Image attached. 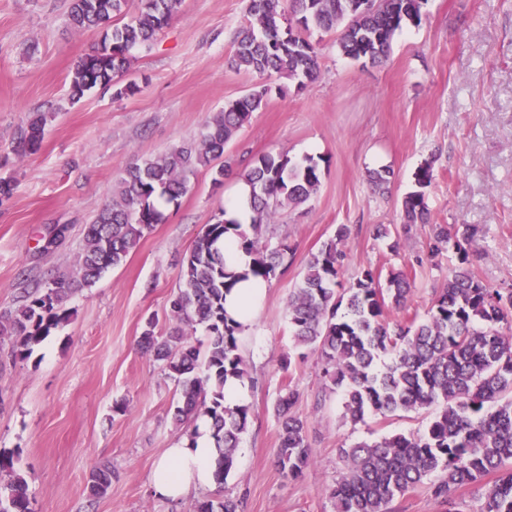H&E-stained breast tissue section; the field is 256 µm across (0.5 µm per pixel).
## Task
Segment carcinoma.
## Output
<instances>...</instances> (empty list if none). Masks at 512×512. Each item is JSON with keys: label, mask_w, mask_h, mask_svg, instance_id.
Segmentation results:
<instances>
[{"label": "carcinoma", "mask_w": 512, "mask_h": 512, "mask_svg": "<svg viewBox=\"0 0 512 512\" xmlns=\"http://www.w3.org/2000/svg\"><path fill=\"white\" fill-rule=\"evenodd\" d=\"M127 16L129 0H70L73 29L102 28L99 47L82 58L70 80V100L109 86L130 65L131 52L155 39L178 13L182 0H138ZM422 0H249L248 25L236 36L231 65L257 74L249 93L224 104L199 138L156 157L134 162L85 228L77 257V275L53 276L44 290L27 296L17 309L0 316V337H15L16 356L25 360L33 348L69 318L64 302L78 289L89 288L110 267L119 266L163 219L158 205L177 207L187 193L190 175L215 170L224 150L266 106L277 76L313 79L319 72L315 30L333 32L340 51L353 60H385L394 35L422 21ZM129 17L117 24L116 19ZM46 116L31 118L13 142L19 158L36 153L44 138ZM329 160L305 157L295 163L288 153L269 152L252 161L242 174L251 186L252 224L244 229L224 220L222 209L205 225L183 259L176 294L170 301L174 325L164 334L148 321L140 336L142 352L161 364L181 387L182 405L174 418L183 424L205 417L218 448V479L231 472L242 435L250 423V407L224 404L228 377L247 376L240 351L241 327L224 310V296L240 276L227 270L220 243L234 236L252 256L248 274L271 281L277 276L286 245L271 249L263 226L274 222L285 206H300L319 190L322 166ZM434 180L427 161L414 174V185L401 200L404 233L429 223L426 189ZM477 234L470 224L432 228L428 259L453 248L458 265L447 285L436 292L426 317L408 314L393 324L391 309L404 310L411 296L409 275L402 271L361 270L349 287L340 276L347 237L343 225L307 261L303 279L288 300V322L299 346L319 353L323 376L343 400L344 416L354 424L366 414L385 416L433 410L426 429L393 434L342 449L344 471L328 488L334 512H388V505L430 481L432 496L451 504L460 487L491 475L479 512H512V333L501 331L512 311V288H491L476 277L464 244ZM202 325L204 349L189 344L188 330ZM298 393L285 386L275 403L280 422L277 463L287 477H300L311 462L307 423L293 412ZM0 512H32L29 484L13 455L0 452ZM112 484V466L103 463L90 474L89 490L100 497ZM241 501L226 495L198 506V512H240Z\"/></svg>", "instance_id": "carcinoma-1"}]
</instances>
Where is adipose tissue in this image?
<instances>
[{"label": "adipose tissue", "mask_w": 512, "mask_h": 512, "mask_svg": "<svg viewBox=\"0 0 512 512\" xmlns=\"http://www.w3.org/2000/svg\"><path fill=\"white\" fill-rule=\"evenodd\" d=\"M266 289V283L248 280L238 283L228 295L225 307L243 332H250ZM217 458L207 423L197 421L150 470L149 487L155 496L174 501L199 491L219 492Z\"/></svg>", "instance_id": "adipose-tissue-1"}]
</instances>
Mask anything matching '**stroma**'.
Segmentation results:
<instances>
[{"mask_svg": "<svg viewBox=\"0 0 512 512\" xmlns=\"http://www.w3.org/2000/svg\"><path fill=\"white\" fill-rule=\"evenodd\" d=\"M69 0H0V177L17 187L0 202V313L43 289L50 275L71 272L84 230L112 199L129 163L158 156L196 138L205 122L251 88L253 74L230 66L234 37L247 20V0H183L153 43L133 51L132 96L94 89L69 100L70 74L102 34H74ZM320 74L304 85L285 78L267 106L226 149L230 171L190 178L179 207L116 268L67 303L70 320L27 360L0 340V451L16 455L29 483L33 512H197L206 496L155 497L146 477L185 428L174 409L180 388L141 352L148 318L171 324L169 304L181 261L251 159L269 151L292 160L328 158L318 193L283 208L265 234L269 247L288 244L286 268L268 284L241 352L251 381V420L225 493L244 512H333L327 489L343 471L341 449L393 433L424 430L427 411L354 424L339 393L326 387L316 352L301 351L288 325V298L312 253L338 225L344 281L364 268L401 269L413 283L410 309L425 316L457 265L455 251L427 262L436 224H471L475 275L512 288V0H428L419 26L397 33L387 60L362 65L345 57L332 34L313 33ZM45 114L40 150L17 160L9 149L29 117ZM432 162L427 190L431 221L403 233L400 201L413 176ZM389 167L388 191L371 182ZM386 227L389 237L376 235ZM398 251H391V239ZM292 365L282 369V353ZM297 390L294 411L307 422L311 463L302 478L276 464L280 424L274 402ZM125 412H115V403ZM112 465L104 496L88 491L95 465Z\"/></svg>", "mask_w": 512, "mask_h": 512, "instance_id": "obj_1", "label": "stroma"}]
</instances>
